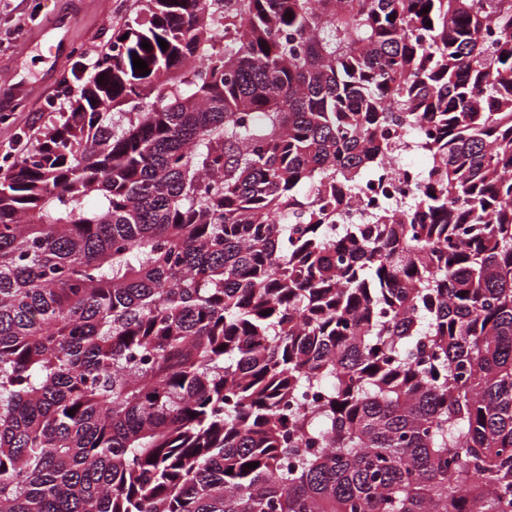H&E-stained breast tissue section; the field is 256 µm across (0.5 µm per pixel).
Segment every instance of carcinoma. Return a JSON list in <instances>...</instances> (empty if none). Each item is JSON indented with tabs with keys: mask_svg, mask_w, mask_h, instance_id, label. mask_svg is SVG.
<instances>
[{
	"mask_svg": "<svg viewBox=\"0 0 512 512\" xmlns=\"http://www.w3.org/2000/svg\"><path fill=\"white\" fill-rule=\"evenodd\" d=\"M146 2L0 180V512H512V0ZM421 135L418 127L413 126L405 137L404 144L394 153L393 159L388 162L386 167L382 169L385 173L384 181L393 182L399 189L398 192L406 196H410L415 192L417 182L414 173L417 168L408 162L407 158L412 156L411 161L413 164L422 169L427 168L429 165L427 156L422 154L415 155L421 153V148L418 146Z\"/></svg>",
	"mask_w": 512,
	"mask_h": 512,
	"instance_id": "obj_1",
	"label": "carcinoma"
}]
</instances>
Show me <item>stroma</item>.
I'll use <instances>...</instances> for the list:
<instances>
[{"mask_svg": "<svg viewBox=\"0 0 512 512\" xmlns=\"http://www.w3.org/2000/svg\"><path fill=\"white\" fill-rule=\"evenodd\" d=\"M146 16L142 0H0V87L15 89L19 100L4 108L0 158L16 154L21 143L37 144L59 123L52 93L78 61L76 47L93 59L110 53L113 33ZM53 20L61 30L51 49L44 29Z\"/></svg>", "mask_w": 512, "mask_h": 512, "instance_id": "1", "label": "stroma"}]
</instances>
